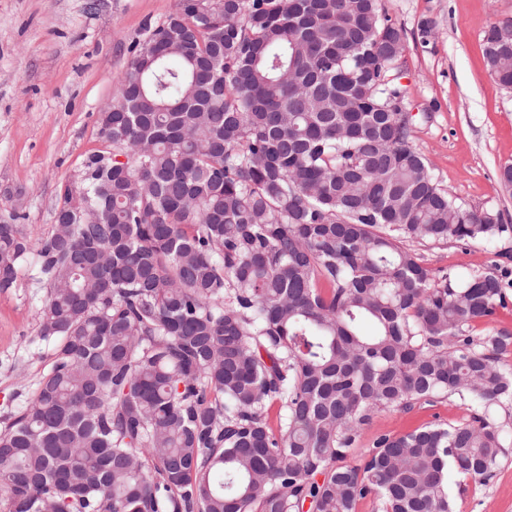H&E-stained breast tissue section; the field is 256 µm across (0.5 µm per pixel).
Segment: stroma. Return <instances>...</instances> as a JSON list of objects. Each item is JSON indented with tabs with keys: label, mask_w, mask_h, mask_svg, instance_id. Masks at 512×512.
Instances as JSON below:
<instances>
[{
	"label": "stroma",
	"mask_w": 512,
	"mask_h": 512,
	"mask_svg": "<svg viewBox=\"0 0 512 512\" xmlns=\"http://www.w3.org/2000/svg\"><path fill=\"white\" fill-rule=\"evenodd\" d=\"M381 5L406 35L399 81L407 90L412 146L458 203L512 224V189L498 180L501 166L512 163V90L491 76L483 55L486 28L512 18V0ZM174 8L175 0H0V224L19 225L33 241L52 230L63 191L79 185L87 156L112 150L99 135V118L117 93L132 45ZM411 248L434 274L498 266L511 286L474 333L512 336V259H496L478 240ZM37 277L31 254L16 288L0 293V425L29 400L55 347L38 337L45 291ZM467 417L453 397L377 413L346 461L360 463L378 435ZM452 495L455 512H512V445L490 479L467 480Z\"/></svg>",
	"instance_id": "obj_1"
}]
</instances>
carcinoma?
<instances>
[{"instance_id": "carcinoma-1", "label": "carcinoma", "mask_w": 512, "mask_h": 512, "mask_svg": "<svg viewBox=\"0 0 512 512\" xmlns=\"http://www.w3.org/2000/svg\"><path fill=\"white\" fill-rule=\"evenodd\" d=\"M404 51L380 0H176L146 27L100 115L112 159L63 194L95 223L37 242L55 348L0 430V512H454L451 476L493 473L509 337L469 329L505 284L434 276L402 243L503 257L512 224L412 147ZM484 55L512 87L511 19ZM29 249L0 224V292ZM438 396L469 420L341 464L374 414Z\"/></svg>"}]
</instances>
